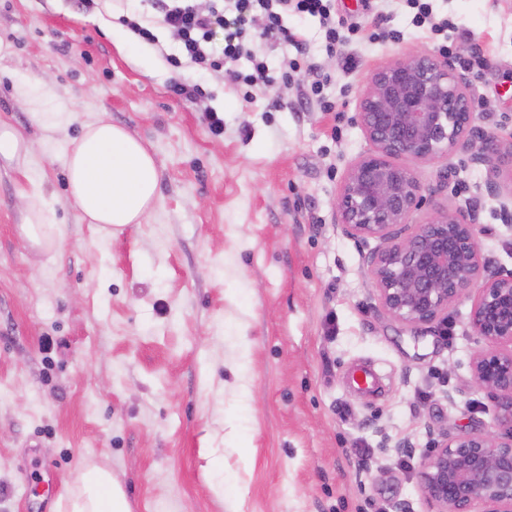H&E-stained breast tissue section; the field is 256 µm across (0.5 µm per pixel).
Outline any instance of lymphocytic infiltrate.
<instances>
[{
	"label": "lymphocytic infiltrate",
	"instance_id": "1",
	"mask_svg": "<svg viewBox=\"0 0 512 512\" xmlns=\"http://www.w3.org/2000/svg\"><path fill=\"white\" fill-rule=\"evenodd\" d=\"M334 0H211L207 10H199L194 0H150L157 25L171 33L178 52L169 56L172 66L189 63L202 70L224 71L228 80L251 87H267L273 82L262 59L253 61L250 73L231 69V62L251 55L254 39L283 38L296 52H304L306 40L300 31L283 25L291 13L319 17L325 28L327 52L350 43L359 28L337 19ZM223 31L224 45L213 54L210 44L216 31Z\"/></svg>",
	"mask_w": 512,
	"mask_h": 512
}]
</instances>
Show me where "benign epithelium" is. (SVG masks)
Returning a JSON list of instances; mask_svg holds the SVG:
<instances>
[{
    "label": "benign epithelium",
    "mask_w": 512,
    "mask_h": 512,
    "mask_svg": "<svg viewBox=\"0 0 512 512\" xmlns=\"http://www.w3.org/2000/svg\"><path fill=\"white\" fill-rule=\"evenodd\" d=\"M471 80L454 56L411 50L375 68L359 100L356 121L372 150L354 160L340 183L334 221L360 244L365 274L382 312L419 327L448 321L449 307L472 299L468 326L480 345L471 357L477 387L494 412L495 431L442 436L423 454L421 492L438 512H512V270L484 257L479 212L468 200L434 207L412 164L464 155L497 172L503 139L476 124ZM489 195L512 223V188L491 179Z\"/></svg>",
    "instance_id": "7a95c632"
}]
</instances>
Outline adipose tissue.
Masks as SVG:
<instances>
[{"label": "adipose tissue", "instance_id": "adipose-tissue-1", "mask_svg": "<svg viewBox=\"0 0 512 512\" xmlns=\"http://www.w3.org/2000/svg\"><path fill=\"white\" fill-rule=\"evenodd\" d=\"M66 166L70 202L104 234L142 223L156 203L155 159L124 127L108 122L84 125L66 156ZM76 489L72 512H127L124 492L109 471H83Z\"/></svg>", "mask_w": 512, "mask_h": 512}]
</instances>
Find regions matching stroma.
Listing matches in <instances>:
<instances>
[{"label":"stroma","instance_id":"stroma-1","mask_svg":"<svg viewBox=\"0 0 512 512\" xmlns=\"http://www.w3.org/2000/svg\"><path fill=\"white\" fill-rule=\"evenodd\" d=\"M432 5L453 25L450 52L486 59L470 74L480 125L512 136V0ZM126 12L125 0L86 11L0 0V125L36 145L28 160L0 158V512H70L91 466L120 481L129 512H436L421 454L444 434L493 427L470 369L472 301L442 327L383 314L334 202L371 149L355 122L371 71L438 40L403 0H336L337 17L368 29L381 13L402 34L356 45L348 70L317 19L289 16L306 63L333 78L336 109L324 112L298 107L307 76L286 79L292 46L262 43L276 85L249 97L223 72L173 69L176 42L162 30L139 41ZM176 74L205 98L173 95ZM25 92L49 93L72 120L46 133ZM95 121L130 130L160 171L151 215L112 238L67 201L66 155ZM445 170L434 206L472 199L483 252L512 270V226L484 191L486 169L458 155L415 167L426 188ZM29 171L61 246L18 234ZM219 467L225 500L212 488Z\"/></svg>","mask_w":512,"mask_h":512}]
</instances>
